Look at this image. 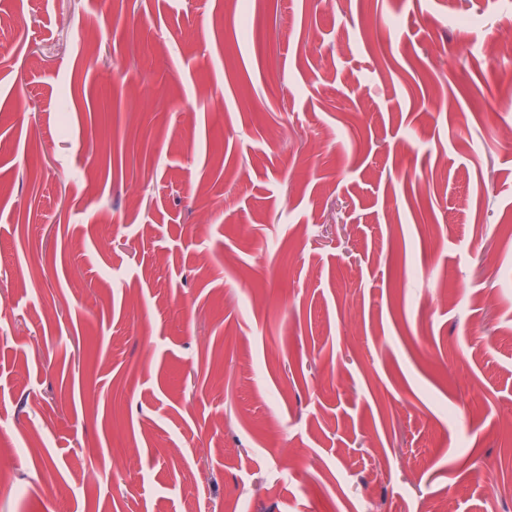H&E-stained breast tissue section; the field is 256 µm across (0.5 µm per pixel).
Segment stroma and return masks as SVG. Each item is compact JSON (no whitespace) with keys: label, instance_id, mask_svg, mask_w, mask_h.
I'll use <instances>...</instances> for the list:
<instances>
[{"label":"stroma","instance_id":"1","mask_svg":"<svg viewBox=\"0 0 512 512\" xmlns=\"http://www.w3.org/2000/svg\"><path fill=\"white\" fill-rule=\"evenodd\" d=\"M494 29L0 0V512H512Z\"/></svg>","mask_w":512,"mask_h":512}]
</instances>
